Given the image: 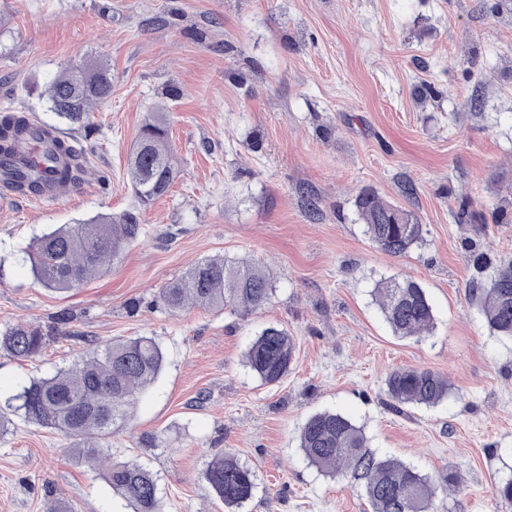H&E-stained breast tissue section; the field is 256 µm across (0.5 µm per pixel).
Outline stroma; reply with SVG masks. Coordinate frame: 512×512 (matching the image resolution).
I'll use <instances>...</instances> for the list:
<instances>
[{
  "instance_id": "obj_1",
  "label": "stroma",
  "mask_w": 512,
  "mask_h": 512,
  "mask_svg": "<svg viewBox=\"0 0 512 512\" xmlns=\"http://www.w3.org/2000/svg\"><path fill=\"white\" fill-rule=\"evenodd\" d=\"M88 57L110 68L112 94L71 124L40 88ZM10 108L59 127L88 174L55 204L0 191V330L22 321L49 335L35 361L0 352L1 397L74 365L91 342L150 336L164 370L107 445L157 473L163 512H224L201 477L221 452L257 472L242 512H365L349 479L320 474L299 447L323 410L350 416L380 453L458 474L441 512H512L493 495L512 473V341L490 331L467 290L470 251L512 257V222L493 218L512 195V0H0V111ZM158 110L179 176L143 212V234L82 287L43 288L24 249L59 225L131 208L129 154ZM408 181L425 232L394 258L353 202L369 187L403 203ZM464 203L472 217L460 224ZM214 256L266 270L270 303L245 315L158 302ZM391 276L425 288L430 336L401 338L385 321L371 291ZM64 312L74 320L61 326ZM269 325L296 343L277 385L245 364ZM399 367L441 374L449 397L393 412L385 380ZM146 434L160 447L141 446ZM54 498L71 512H127L61 433L12 417L0 433V512H44Z\"/></svg>"
}]
</instances>
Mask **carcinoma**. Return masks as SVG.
Returning <instances> with one entry per match:
<instances>
[{
	"label": "carcinoma",
	"instance_id": "carcinoma-1",
	"mask_svg": "<svg viewBox=\"0 0 512 512\" xmlns=\"http://www.w3.org/2000/svg\"><path fill=\"white\" fill-rule=\"evenodd\" d=\"M112 92L109 68L98 61L70 63L50 82L45 95L50 111L70 123L89 118L93 105ZM167 113L153 112L142 125L129 165L128 177L136 204L118 215L100 214L66 224L36 237L25 252L36 281L64 292L83 285L118 258L124 246L142 232L139 209L170 190L177 169L169 148ZM45 145L38 165L21 163L10 188L21 196L37 195L53 183L79 186L86 161L58 128L29 119L22 110L0 113V163L13 161L22 143ZM358 219L372 242L391 256H400L423 238V224L402 206L386 202L371 188L354 199ZM274 288L260 267L226 257L206 258L188 273L160 289L159 301L172 313L189 306L222 310L232 307L251 314L270 303ZM375 303L395 335L420 339L434 328L435 316L425 289L411 278L391 277L376 283ZM472 297L491 332L512 340V259L494 268L488 284H476ZM47 344L42 331L17 323L0 331V351L35 360ZM247 366L265 384L281 382L295 361V341L285 329L269 326L255 335L245 354ZM159 343L149 336L110 340L94 346L84 360L46 377H33L5 401L6 409L24 421L54 429L70 440L72 451L88 468L101 473L112 492L123 497L131 512H160L158 478L135 460L111 457L100 441L127 427L139 395L163 369ZM390 408L403 413L408 406H434L448 397V380L428 369L400 367L387 377ZM299 448L309 465L325 476L350 475L371 512H438V492L455 487V477H434L413 465L378 452L368 444L364 429L331 410L312 414L302 425ZM203 480L236 512L257 488L255 470L234 454L213 456Z\"/></svg>",
	"mask_w": 512,
	"mask_h": 512
}]
</instances>
